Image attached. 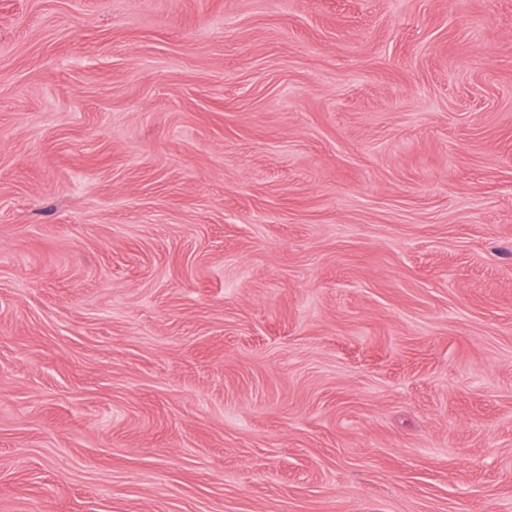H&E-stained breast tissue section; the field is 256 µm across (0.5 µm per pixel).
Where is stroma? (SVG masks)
<instances>
[{
	"label": "stroma",
	"mask_w": 512,
	"mask_h": 512,
	"mask_svg": "<svg viewBox=\"0 0 512 512\" xmlns=\"http://www.w3.org/2000/svg\"><path fill=\"white\" fill-rule=\"evenodd\" d=\"M0 512H512V0H0Z\"/></svg>",
	"instance_id": "stroma-1"
}]
</instances>
